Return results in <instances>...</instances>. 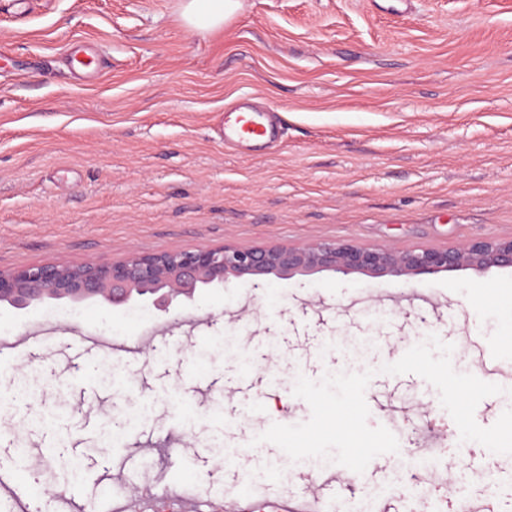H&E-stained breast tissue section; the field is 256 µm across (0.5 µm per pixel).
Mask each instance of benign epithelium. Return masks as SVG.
Instances as JSON below:
<instances>
[{
	"instance_id": "7a95c632",
	"label": "benign epithelium",
	"mask_w": 512,
	"mask_h": 512,
	"mask_svg": "<svg viewBox=\"0 0 512 512\" xmlns=\"http://www.w3.org/2000/svg\"><path fill=\"white\" fill-rule=\"evenodd\" d=\"M463 266L479 270L512 267V238L422 250L312 242L301 247L224 245L157 255L132 251L115 263L34 264L0 271V304L22 309L46 299H68L95 300L114 308L137 296L152 298L153 305L167 313L174 300H191L198 289L222 286L231 278L248 277L258 288L271 274L291 277L321 268L417 276Z\"/></svg>"
}]
</instances>
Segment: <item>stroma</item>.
Instances as JSON below:
<instances>
[{
  "mask_svg": "<svg viewBox=\"0 0 512 512\" xmlns=\"http://www.w3.org/2000/svg\"><path fill=\"white\" fill-rule=\"evenodd\" d=\"M181 0H0V270L118 261L201 247L355 243L453 248L512 237V0H239L192 32ZM89 43L92 85L67 50ZM240 98L282 113L274 147L224 140ZM42 325L61 346L0 353V512H59L60 498L131 493L157 473L202 485L206 512L243 492L308 496L272 424L311 416L298 377L373 370L375 457L341 496L414 512L407 460L445 451L448 508L512 512V454L460 442L437 389L382 365L437 335L460 373L483 337L512 363V267L415 278L329 269L200 290L169 312L50 300L0 305V336ZM156 324L146 356L81 353L79 331Z\"/></svg>",
  "mask_w": 512,
  "mask_h": 512,
  "instance_id": "obj_1",
  "label": "stroma"
}]
</instances>
